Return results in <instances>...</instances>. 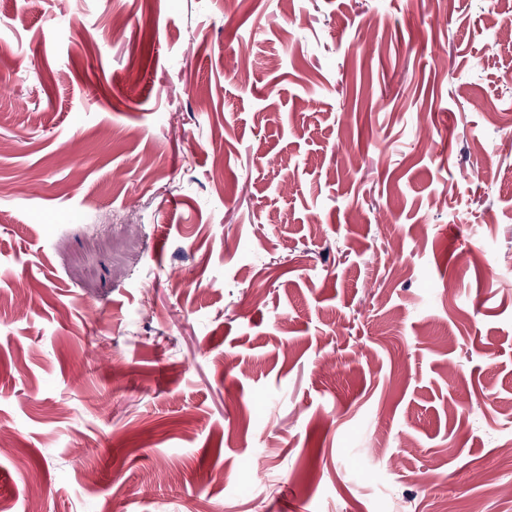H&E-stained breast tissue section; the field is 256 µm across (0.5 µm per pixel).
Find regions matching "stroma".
Returning a JSON list of instances; mask_svg holds the SVG:
<instances>
[{
  "label": "stroma",
  "instance_id": "stroma-1",
  "mask_svg": "<svg viewBox=\"0 0 512 512\" xmlns=\"http://www.w3.org/2000/svg\"><path fill=\"white\" fill-rule=\"evenodd\" d=\"M508 14L0 0V512H512Z\"/></svg>",
  "mask_w": 512,
  "mask_h": 512
}]
</instances>
